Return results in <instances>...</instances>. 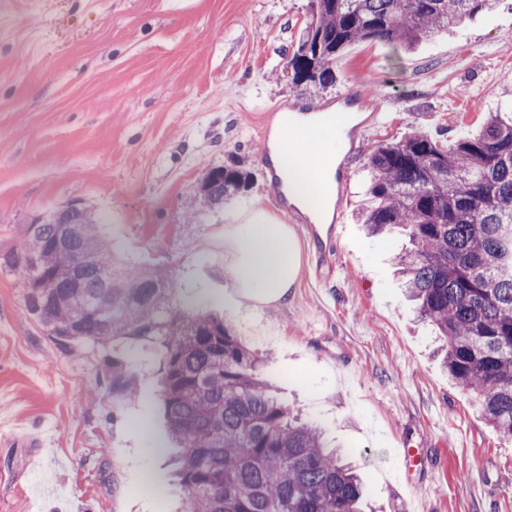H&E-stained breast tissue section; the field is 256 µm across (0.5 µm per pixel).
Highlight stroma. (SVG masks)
I'll return each instance as SVG.
<instances>
[{
    "instance_id": "stroma-1",
    "label": "stroma",
    "mask_w": 512,
    "mask_h": 512,
    "mask_svg": "<svg viewBox=\"0 0 512 512\" xmlns=\"http://www.w3.org/2000/svg\"><path fill=\"white\" fill-rule=\"evenodd\" d=\"M309 0H0V250L17 225L80 202L121 260L166 272L187 306L223 314L266 361L263 376L316 423L360 476L366 512H512V438L448 378L434 328L397 278L399 229L360 224L368 154L423 132L462 137L512 112V0L414 48L349 46L327 86L296 84L288 60ZM380 103L349 162L341 237L317 251L293 231L302 266L287 301L251 310L224 298L218 254L230 211L279 213L268 166L271 106L322 109L352 88ZM242 173L223 205L201 197L212 170ZM157 360L143 348L135 395L112 394V351L62 347L0 272V512H175L182 492L161 448ZM66 497H36L33 444ZM418 461L406 464L403 447Z\"/></svg>"
}]
</instances>
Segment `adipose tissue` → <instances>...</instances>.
<instances>
[{
  "mask_svg": "<svg viewBox=\"0 0 512 512\" xmlns=\"http://www.w3.org/2000/svg\"><path fill=\"white\" fill-rule=\"evenodd\" d=\"M335 121L332 111L285 114L270 146V164L281 178L289 202L318 218L331 209L336 170L330 161L314 165L318 147L310 131ZM293 126L300 131L301 148L296 152L287 148ZM300 266L301 246L293 230L269 211L257 207L225 225L224 269L229 277L230 299L247 300L256 308L281 304L287 300Z\"/></svg>",
  "mask_w": 512,
  "mask_h": 512,
  "instance_id": "1",
  "label": "adipose tissue"
}]
</instances>
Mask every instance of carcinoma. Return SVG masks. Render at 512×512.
Returning <instances> with one entry per match:
<instances>
[{
    "label": "carcinoma",
    "mask_w": 512,
    "mask_h": 512,
    "mask_svg": "<svg viewBox=\"0 0 512 512\" xmlns=\"http://www.w3.org/2000/svg\"><path fill=\"white\" fill-rule=\"evenodd\" d=\"M311 19L288 65L297 84L326 86L353 42L410 47L451 31L491 0H309ZM363 223L402 227L396 257L419 316L443 340L448 375L499 433L512 436V113L440 145L417 133L377 147ZM242 175L215 169L202 186L216 206ZM83 206L18 227L0 271H19L27 310L56 344L160 354L158 392L176 445L181 512H361L351 466L269 392L260 360L224 318L177 306L168 274L131 270L99 239ZM136 361L112 358V393L136 391Z\"/></svg>",
    "instance_id": "1"
}]
</instances>
